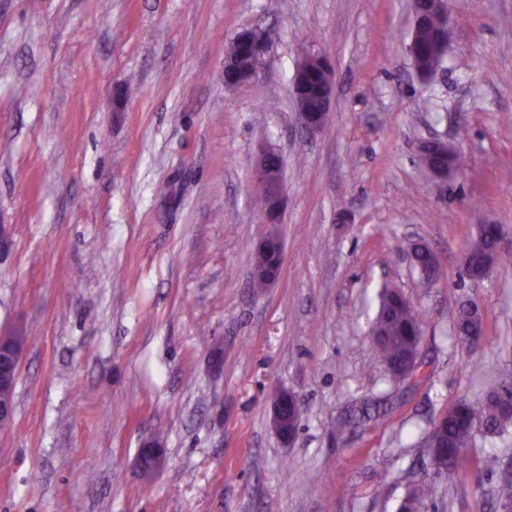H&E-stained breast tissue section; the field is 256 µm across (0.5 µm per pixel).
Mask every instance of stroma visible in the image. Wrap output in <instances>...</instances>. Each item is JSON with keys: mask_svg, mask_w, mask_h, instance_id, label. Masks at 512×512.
<instances>
[{"mask_svg": "<svg viewBox=\"0 0 512 512\" xmlns=\"http://www.w3.org/2000/svg\"><path fill=\"white\" fill-rule=\"evenodd\" d=\"M447 2V55L423 78L412 0H0V335L28 336L0 512H397L431 471L419 434L512 388V261L479 281L460 262L482 224L512 254V0ZM256 26L277 32L265 65L225 86L230 39ZM306 53L335 77L315 135L291 96ZM428 139L457 153L445 184L418 162ZM266 146L285 171L284 264L259 291ZM385 287L423 320L403 381L370 335ZM472 302L475 346L451 335ZM278 389L304 408L289 444ZM366 403L373 420L340 431ZM153 433L166 464L146 481ZM468 453L425 512H502L512 431ZM299 398L292 392L288 390H282L277 393V399L273 403L272 408V424L276 431V433L280 436V438L284 442L290 443L295 434H288L283 430L284 424V408L289 401L298 402ZM165 461V451L161 444L152 443L151 438L142 440L137 454V465L142 475L148 472L151 477L164 467Z\"/></svg>", "mask_w": 512, "mask_h": 512, "instance_id": "35a3bbf8", "label": "stroma"}]
</instances>
